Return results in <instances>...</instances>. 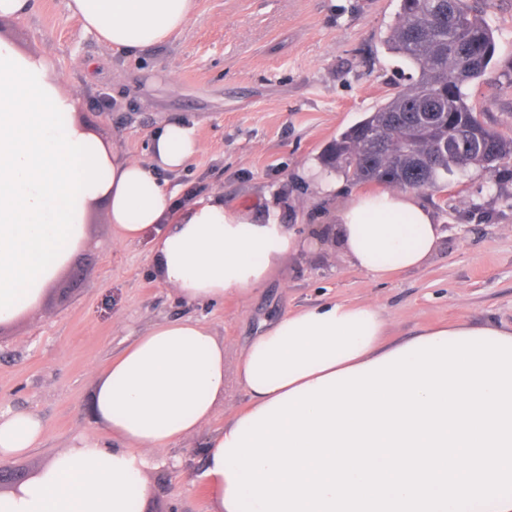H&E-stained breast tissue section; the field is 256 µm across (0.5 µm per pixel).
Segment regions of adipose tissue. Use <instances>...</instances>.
Returning <instances> with one entry per match:
<instances>
[{
	"mask_svg": "<svg viewBox=\"0 0 512 512\" xmlns=\"http://www.w3.org/2000/svg\"><path fill=\"white\" fill-rule=\"evenodd\" d=\"M68 8L107 50L128 55L181 33L195 0H68ZM80 104L52 57L0 33V327L40 308L50 284L87 247L101 203L119 241L150 238L157 281L188 306L249 297L299 249L274 206L262 214L228 208L217 191L177 204L165 177L200 152L194 127L162 125L145 162L95 133ZM334 222L352 264L379 280L425 266L444 236L431 209L401 191L357 194ZM386 329L373 303L330 301L262 322L235 362L248 403L216 427L223 338L193 317L157 320L95 377L91 411L106 440L78 438L57 450L0 492V512H134L133 499L148 491L146 471L180 465L174 448L199 435L209 512H235L220 445L274 399L387 357L396 346ZM42 434L37 414L0 412V461L37 447Z\"/></svg>",
	"mask_w": 512,
	"mask_h": 512,
	"instance_id": "adipose-tissue-1",
	"label": "adipose tissue"
}]
</instances>
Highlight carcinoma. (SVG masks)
<instances>
[{
  "instance_id": "carcinoma-1",
  "label": "carcinoma",
  "mask_w": 512,
  "mask_h": 512,
  "mask_svg": "<svg viewBox=\"0 0 512 512\" xmlns=\"http://www.w3.org/2000/svg\"><path fill=\"white\" fill-rule=\"evenodd\" d=\"M398 20L385 40L389 53L416 71L411 86L344 130L322 154L359 184L394 188L445 187L449 140L471 154V165L490 168L512 160V136L485 125L465 85L481 79L494 57L495 40L484 0H399ZM439 102L440 121L427 126L422 108Z\"/></svg>"
}]
</instances>
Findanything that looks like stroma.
Masks as SVG:
<instances>
[{"label":"stroma","instance_id":"35a3bbf8","mask_svg":"<svg viewBox=\"0 0 512 512\" xmlns=\"http://www.w3.org/2000/svg\"><path fill=\"white\" fill-rule=\"evenodd\" d=\"M398 12L399 0H196L178 36L130 57L81 33L68 0H29L23 17L0 22L22 48L55 59L82 97V119L128 156L146 159L162 123L194 126L202 150L170 179L182 201L219 191L225 206L259 209L275 199L280 223L303 242L250 298L187 307L153 277L149 243L118 241L98 206L88 247L40 311L0 330V410L44 423L39 446L11 462L18 476L74 437H102L90 412L95 373L161 318L199 319L224 337L231 361L262 320L332 300L380 305L396 342L449 320L512 324V162L419 192L445 232L421 269L375 280L332 241L335 209L378 186L325 169L321 154L409 85L411 67L385 46ZM485 18L495 55L464 91L485 124L512 135V0H491ZM177 454L181 467L147 472L141 512H207L198 441Z\"/></svg>","mask_w":512,"mask_h":512}]
</instances>
